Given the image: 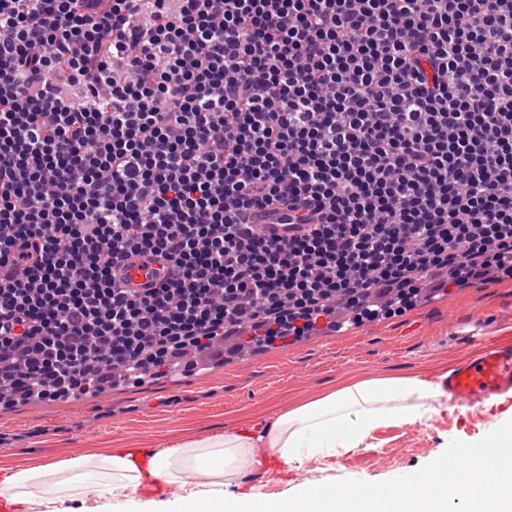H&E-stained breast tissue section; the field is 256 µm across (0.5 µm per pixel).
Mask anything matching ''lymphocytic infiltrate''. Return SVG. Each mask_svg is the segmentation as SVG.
<instances>
[{
    "label": "lymphocytic infiltrate",
    "instance_id": "f902f5d3",
    "mask_svg": "<svg viewBox=\"0 0 512 512\" xmlns=\"http://www.w3.org/2000/svg\"><path fill=\"white\" fill-rule=\"evenodd\" d=\"M437 271L512 278V0H0V403L400 314ZM169 262L160 255L143 253L117 265L112 276L123 288L143 293L149 288H157L168 276Z\"/></svg>",
    "mask_w": 512,
    "mask_h": 512
}]
</instances>
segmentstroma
Masks as SVG:
<instances>
[{
    "label": "stroma",
    "instance_id": "obj_1",
    "mask_svg": "<svg viewBox=\"0 0 512 512\" xmlns=\"http://www.w3.org/2000/svg\"><path fill=\"white\" fill-rule=\"evenodd\" d=\"M484 331L512 347V279L428 287L403 315L327 328L284 348L232 357L206 353L192 373L175 369L141 387L118 384L77 405L67 399L21 402L0 410V477L89 453L156 452L229 427L254 434L293 406L358 380L436 383L471 357V338ZM506 429L512 430V409H504L501 397L470 413L440 398L426 420L377 428L366 446L322 459L302 481L271 486L249 465L228 492L292 499L307 487L392 483L401 475H422L457 448L487 446Z\"/></svg>",
    "mask_w": 512,
    "mask_h": 512
}]
</instances>
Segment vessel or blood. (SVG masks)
<instances>
[{
  "label": "vessel or blood",
  "mask_w": 512,
  "mask_h": 512,
  "mask_svg": "<svg viewBox=\"0 0 512 512\" xmlns=\"http://www.w3.org/2000/svg\"><path fill=\"white\" fill-rule=\"evenodd\" d=\"M168 271L165 258L143 253L115 266L112 275L122 287L143 293L158 287ZM472 342L477 347L475 355L456 366L446 384L450 404L461 409L493 395L512 393V349L488 335L473 337Z\"/></svg>",
  "instance_id": "1"
}]
</instances>
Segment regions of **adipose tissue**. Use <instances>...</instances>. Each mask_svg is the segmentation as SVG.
Wrapping results in <instances>:
<instances>
[{
	"label": "adipose tissue",
	"mask_w": 512,
	"mask_h": 512,
	"mask_svg": "<svg viewBox=\"0 0 512 512\" xmlns=\"http://www.w3.org/2000/svg\"><path fill=\"white\" fill-rule=\"evenodd\" d=\"M439 395L438 385L420 378L353 382L285 411L258 437L230 430L182 442L174 450H160L154 457L155 475L166 483L179 484L191 467L210 477V487L181 497L179 512H308L315 503L320 512H448L449 493L483 498L482 474L494 469L504 492L486 500L483 512H512V433L473 453L470 475L464 483L445 468L438 485L407 490L398 484L358 482L348 498L340 501L329 491L312 487L297 501L282 499L275 504L260 494L245 503L223 493L257 443L266 444L287 463L336 457L358 447L374 428L422 419ZM141 483L139 471L121 457L90 454L16 472L0 488V494L37 506L93 497L103 500L106 512H153L154 501L135 496Z\"/></svg>",
	"instance_id": "1"
}]
</instances>
